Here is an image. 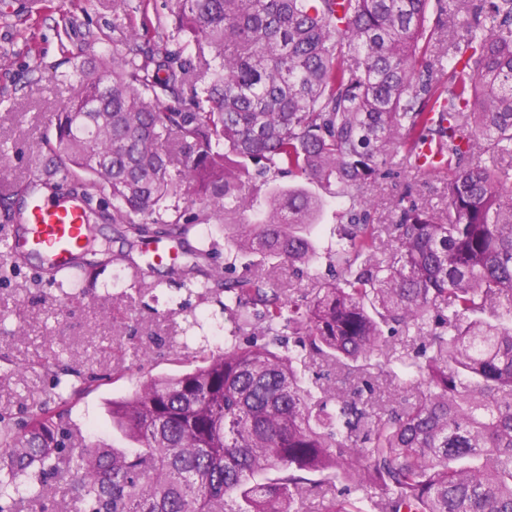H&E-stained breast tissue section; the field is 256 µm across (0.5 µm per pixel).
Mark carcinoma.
I'll list each match as a JSON object with an SVG mask.
<instances>
[{
	"mask_svg": "<svg viewBox=\"0 0 512 512\" xmlns=\"http://www.w3.org/2000/svg\"><path fill=\"white\" fill-rule=\"evenodd\" d=\"M63 77L79 95L37 182L68 178L89 205L108 191L137 240L232 228L224 268L188 282L227 336L112 402L136 448L86 441L62 397L0 416V512L62 483L76 512H304L314 490L325 512H512V0H174ZM425 147L448 206L408 188L376 227L365 189ZM328 199L321 253L305 228ZM322 259L315 288L272 282L280 265L314 280ZM91 281L79 263L56 284L69 301ZM389 332L415 355L384 348ZM314 358L371 393L400 368L406 396L308 382ZM337 209L335 201H328L321 212L319 224L314 228L313 238L321 250H324L336 240Z\"/></svg>",
	"mask_w": 512,
	"mask_h": 512,
	"instance_id": "1",
	"label": "carcinoma"
}]
</instances>
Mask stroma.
I'll return each instance as SVG.
<instances>
[{
  "label": "stroma",
  "instance_id": "1",
  "mask_svg": "<svg viewBox=\"0 0 512 512\" xmlns=\"http://www.w3.org/2000/svg\"><path fill=\"white\" fill-rule=\"evenodd\" d=\"M120 26L112 0H0V146L7 150L0 185L10 187L0 235L27 203L25 187L36 180L54 113L76 95L75 86L49 81V74L68 70L69 57L111 53ZM447 180L444 173H408L369 187L376 223H390V203L408 186L421 202L445 207ZM91 227L84 257L94 263V285L83 298L62 301L34 265L0 266V315L7 318L0 357L22 368L18 374L0 371V414L37 409L55 388L70 389L77 372L92 369L104 380L71 401L69 416L86 440L126 448L129 440L112 426L113 401L131 394L145 374L193 368L192 353L168 356V339L184 335L193 315L203 312L202 333L217 346L224 316L217 304L187 300L166 269L158 271V286L135 282L132 266L143 261L139 242L104 219ZM140 344L153 347L150 363L136 360Z\"/></svg>",
  "mask_w": 512,
  "mask_h": 512
}]
</instances>
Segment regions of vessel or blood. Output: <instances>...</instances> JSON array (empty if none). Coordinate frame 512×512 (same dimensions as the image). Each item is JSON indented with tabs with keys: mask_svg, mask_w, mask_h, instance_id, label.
Masks as SVG:
<instances>
[{
	"mask_svg": "<svg viewBox=\"0 0 512 512\" xmlns=\"http://www.w3.org/2000/svg\"><path fill=\"white\" fill-rule=\"evenodd\" d=\"M87 238V211L82 203L52 204L35 197L27 223L19 225L1 247L13 262L35 259L43 271L65 275L74 271V259L83 251ZM142 249L155 263L175 262L181 253L179 244L157 240L145 241Z\"/></svg>",
	"mask_w": 512,
	"mask_h": 512,
	"instance_id": "vessel-or-blood-1",
	"label": "vessel or blood"
}]
</instances>
